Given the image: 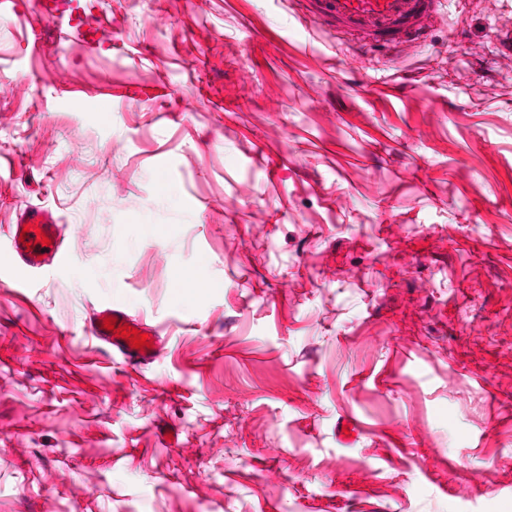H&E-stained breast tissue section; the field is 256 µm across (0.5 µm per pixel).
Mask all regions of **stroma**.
<instances>
[{
	"label": "stroma",
	"instance_id": "obj_1",
	"mask_svg": "<svg viewBox=\"0 0 512 512\" xmlns=\"http://www.w3.org/2000/svg\"><path fill=\"white\" fill-rule=\"evenodd\" d=\"M68 3L0 0V253L70 254L0 271V512H512V0L357 69L289 0ZM60 222L47 210L25 208L16 224L10 227L11 246L7 254L9 264L30 274L41 273L49 266L65 265L69 260V252L64 244L65 225ZM25 226H28L29 232L23 235ZM37 229H40V239H37ZM42 236L50 240V245H43ZM26 243H30V247H26ZM106 319H115V330L104 328ZM92 334L95 339L105 347L118 351L130 364L145 366L153 362L160 354L162 338L157 326L150 324L142 316H131L127 310L117 304L106 303L94 309L89 317ZM127 326L129 330H137L139 334H148L146 341L140 349H134L131 341L117 336V328Z\"/></svg>",
	"mask_w": 512,
	"mask_h": 512
}]
</instances>
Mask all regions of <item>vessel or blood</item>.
<instances>
[{
	"label": "vessel or blood",
	"mask_w": 512,
	"mask_h": 512,
	"mask_svg": "<svg viewBox=\"0 0 512 512\" xmlns=\"http://www.w3.org/2000/svg\"><path fill=\"white\" fill-rule=\"evenodd\" d=\"M301 11L322 27L353 37L358 48L406 47L422 39L427 28L441 17L443 0H296ZM10 265L38 274L50 266H62L69 260L64 244L63 226L44 209H24L10 227ZM114 320L115 329H107L105 320ZM92 334L105 347L118 351L130 364L145 366L161 351L162 338L157 326L143 317L130 315L117 304L106 303L89 317ZM139 331L147 337L146 347L133 348L119 337L117 327Z\"/></svg>",
	"instance_id": "b4317fda"
}]
</instances>
